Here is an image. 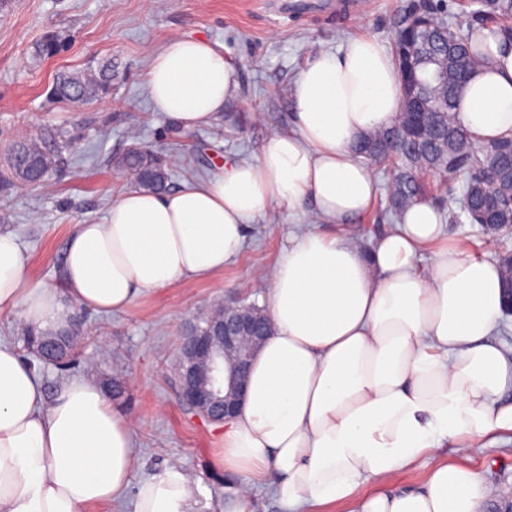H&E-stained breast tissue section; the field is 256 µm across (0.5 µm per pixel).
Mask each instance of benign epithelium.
Segmentation results:
<instances>
[{"mask_svg": "<svg viewBox=\"0 0 512 512\" xmlns=\"http://www.w3.org/2000/svg\"><path fill=\"white\" fill-rule=\"evenodd\" d=\"M265 339L262 319L241 304L224 306V314L201 329L188 324L175 377L184 410L212 423H222L239 410L242 389L224 393V359L236 362L240 382Z\"/></svg>", "mask_w": 512, "mask_h": 512, "instance_id": "7a95c632", "label": "benign epithelium"}]
</instances>
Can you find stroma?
Returning <instances> with one entry per match:
<instances>
[{"instance_id": "obj_1", "label": "stroma", "mask_w": 512, "mask_h": 512, "mask_svg": "<svg viewBox=\"0 0 512 512\" xmlns=\"http://www.w3.org/2000/svg\"><path fill=\"white\" fill-rule=\"evenodd\" d=\"M0 0V151L21 132L65 127L75 144L68 162L47 184L0 192V215L19 235L29 269L39 279L61 281L66 243L76 224L103 219L113 196L130 183L109 160L130 144L158 151L171 162L170 189L205 177L227 159H248L269 134L289 122L288 93L307 54L335 51L356 35L392 45L400 18L421 0ZM59 31L64 46L49 59L32 55L46 32ZM207 40L235 67L238 92L212 124L182 131L153 111L144 72L169 40ZM112 62V96L85 106L46 104L59 73ZM377 197L346 230L363 242L393 224L387 211L388 174L373 166ZM307 211L274 208L252 225L240 256L205 279H190L138 302L120 314L81 311L71 374L102 387L120 384L115 404L139 422L137 478L177 462L204 490L220 493L225 475L213 465L222 425L186 412L174 377L186 323L232 300L263 302L262 277L281 253L289 225L311 224ZM452 245L473 256L512 251V230L496 237L480 225L450 223ZM468 465L491 488L486 512L512 503V431L489 446L474 445Z\"/></svg>"}]
</instances>
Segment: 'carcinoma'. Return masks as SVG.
I'll list each match as a JSON object with an SVG mask.
<instances>
[{"instance_id":"1","label":"carcinoma","mask_w":512,"mask_h":512,"mask_svg":"<svg viewBox=\"0 0 512 512\" xmlns=\"http://www.w3.org/2000/svg\"><path fill=\"white\" fill-rule=\"evenodd\" d=\"M410 15L424 22V26L393 42L392 55L402 79L409 43L418 45L424 34H430L431 41L423 51L416 52L415 59L421 60L416 71L423 86L422 97L431 111L420 128L410 113H399L392 126L363 138L358 144L359 153L390 170L388 209L395 217L407 206L428 200L424 175L431 174L448 196L460 190L461 211L455 219L463 215L474 224L479 210L494 208L499 210L498 224L512 225V156L500 153L501 147L512 143V135L479 149L454 118L463 88L458 73H468L486 63L485 54L476 45L478 31L490 22L495 32L512 40V0H480V23L464 28L449 27L430 7L412 10ZM61 45L59 32L50 31L36 45L34 55L51 57ZM111 94L109 62L96 69L60 75L47 91L46 99L90 104ZM71 147L72 138L57 127L21 137L0 159V189L18 183L17 170L30 165L43 170V179H48L64 163ZM113 164L133 186L167 191L170 174L166 160L141 145L131 144L114 158ZM53 343L59 356L56 366L68 370L70 364L65 358L71 342L56 335Z\"/></svg>"}]
</instances>
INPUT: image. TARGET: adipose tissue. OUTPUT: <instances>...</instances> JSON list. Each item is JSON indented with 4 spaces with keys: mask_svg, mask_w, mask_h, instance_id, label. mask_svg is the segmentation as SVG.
Segmentation results:
<instances>
[{
    "mask_svg": "<svg viewBox=\"0 0 512 512\" xmlns=\"http://www.w3.org/2000/svg\"><path fill=\"white\" fill-rule=\"evenodd\" d=\"M486 64L455 112L473 144L512 134V41L485 29ZM145 86L182 130L215 121L234 68L210 42L168 41ZM290 128L252 158L173 192L115 195L102 221L76 225L54 286L33 277L18 236L0 231V314L37 332L66 329L73 307L123 313L188 279L223 271L251 224L277 206L328 224L367 212L371 169L352 145L394 123L402 86L391 52L369 36L306 56L290 91ZM443 212L409 207L369 243L289 229L267 273L271 333L255 353L237 416L215 455L223 494L169 462L143 480L134 421L86 377L46 399L40 374L0 341V512H90L133 495V512H260L268 487L287 512H481L491 489L475 468H431L419 487L398 475L451 445L512 431V348L495 341L504 292L498 262L447 245ZM436 247L427 267L423 249Z\"/></svg>",
    "mask_w": 512,
    "mask_h": 512,
    "instance_id": "ef3b65f1",
    "label": "adipose tissue"
}]
</instances>
